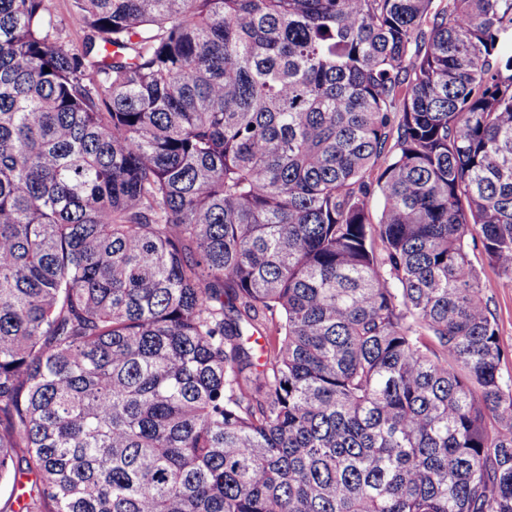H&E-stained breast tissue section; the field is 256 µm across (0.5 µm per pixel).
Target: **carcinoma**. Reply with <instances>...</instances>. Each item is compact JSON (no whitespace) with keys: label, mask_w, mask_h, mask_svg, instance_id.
Returning a JSON list of instances; mask_svg holds the SVG:
<instances>
[{"label":"carcinoma","mask_w":512,"mask_h":512,"mask_svg":"<svg viewBox=\"0 0 512 512\" xmlns=\"http://www.w3.org/2000/svg\"><path fill=\"white\" fill-rule=\"evenodd\" d=\"M443 2L0 0V512H512V0ZM49 5L57 19L61 20L54 33V38L59 43L67 46L80 42L83 38V33L76 30L67 21L68 0H50ZM467 251L480 279L492 287L486 288V294L497 319L500 343L506 351L501 369L507 380L512 376V278L502 276L487 262L479 237H468Z\"/></svg>","instance_id":"1"}]
</instances>
